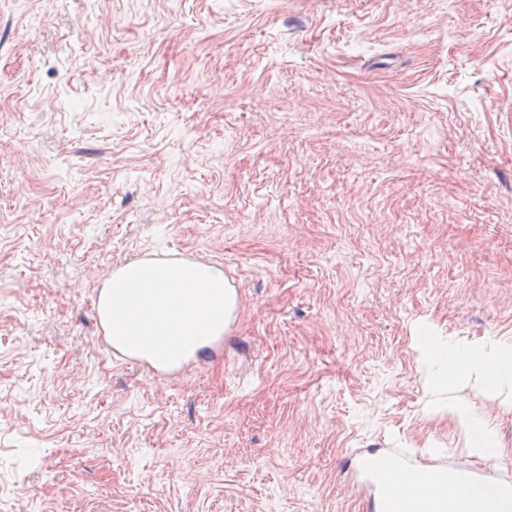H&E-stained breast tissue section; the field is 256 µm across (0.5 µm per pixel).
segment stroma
Here are the masks:
<instances>
[{
	"instance_id": "stroma-1",
	"label": "stroma",
	"mask_w": 512,
	"mask_h": 512,
	"mask_svg": "<svg viewBox=\"0 0 512 512\" xmlns=\"http://www.w3.org/2000/svg\"><path fill=\"white\" fill-rule=\"evenodd\" d=\"M170 254L246 303L157 379L93 300ZM428 327L512 340V0H0V512H365L471 457ZM226 286L229 293V309L224 321V334L231 331L239 321L243 310V299L237 287L235 277L228 271L224 272ZM93 314L99 330V337L112 357L113 363L141 366L157 377H173L178 375L193 358H184L173 364L164 365L145 354L123 349L111 335L104 313V306L100 303V294H98L95 300Z\"/></svg>"
}]
</instances>
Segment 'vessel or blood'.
Masks as SVG:
<instances>
[{
    "mask_svg": "<svg viewBox=\"0 0 512 512\" xmlns=\"http://www.w3.org/2000/svg\"><path fill=\"white\" fill-rule=\"evenodd\" d=\"M225 281L229 293V309L224 328L229 331L234 328L242 314L243 299L234 276L226 275ZM93 314L100 338L113 363L137 365L157 377H173L184 368L185 363L181 360L164 365L145 354L123 349L111 335L103 305L95 304ZM371 457L372 454L368 451L360 453L358 457L359 483L366 493L369 512H403L396 482L371 470ZM433 470L438 476V482L419 492L412 512H436L435 503L451 502L452 498L496 482L495 470L476 469L462 462L453 463L442 459L434 464Z\"/></svg>",
    "mask_w": 512,
    "mask_h": 512,
    "instance_id": "1",
    "label": "vessel or blood"
}]
</instances>
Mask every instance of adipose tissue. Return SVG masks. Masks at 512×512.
Listing matches in <instances>:
<instances>
[{
  "instance_id": "obj_1",
  "label": "adipose tissue",
  "mask_w": 512,
  "mask_h": 512,
  "mask_svg": "<svg viewBox=\"0 0 512 512\" xmlns=\"http://www.w3.org/2000/svg\"><path fill=\"white\" fill-rule=\"evenodd\" d=\"M417 351L420 361L430 370L434 394L425 413L448 417L466 435L472 455L492 456L500 448L493 426L457 398L454 391L461 382L476 379L501 411L512 410V342L489 338L461 343L428 329L420 336Z\"/></svg>"
}]
</instances>
